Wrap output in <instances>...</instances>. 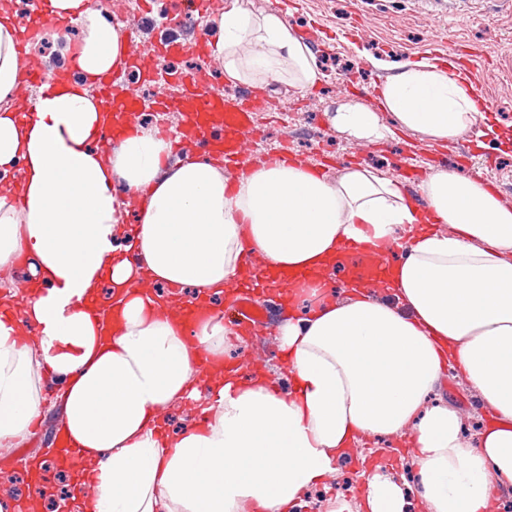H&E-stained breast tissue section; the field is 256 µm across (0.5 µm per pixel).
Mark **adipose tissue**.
<instances>
[{
    "label": "adipose tissue",
    "mask_w": 512,
    "mask_h": 512,
    "mask_svg": "<svg viewBox=\"0 0 512 512\" xmlns=\"http://www.w3.org/2000/svg\"><path fill=\"white\" fill-rule=\"evenodd\" d=\"M49 4L79 27L72 54L88 78L122 65L125 25L88 0ZM208 34L227 82L306 90L322 79L281 11L232 0ZM18 38L0 0V173L21 170L23 194L19 205L0 195V267L26 255L32 283L19 315H0V440L24 439L43 411L34 366L63 381L61 427L80 450L71 512H300L366 437L408 438L415 484L378 465L361 500L329 498L323 512H412L417 498L427 512H489L493 486L512 485V208L445 170L423 182V208L364 166L330 181L263 163L234 181L194 153L167 170L172 139L141 127L101 152L112 115L88 88L38 96L28 116L8 106L23 85ZM379 97L377 112L340 104L334 126L370 143L396 127L452 140L478 112L469 79L425 57L394 64ZM140 191L148 200L125 223L119 195ZM345 241L401 247L388 298L326 292ZM257 262L273 289L309 274L295 287L301 314L279 328L285 393L262 371L225 367L223 314L189 334L183 300L135 286L146 275L211 301ZM448 370L491 416L477 438L456 408L429 402ZM176 407L188 416L172 429Z\"/></svg>",
    "instance_id": "obj_1"
}]
</instances>
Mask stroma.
I'll list each match as a JSON object with an SVG mask.
<instances>
[{"label": "stroma", "instance_id": "1", "mask_svg": "<svg viewBox=\"0 0 512 512\" xmlns=\"http://www.w3.org/2000/svg\"><path fill=\"white\" fill-rule=\"evenodd\" d=\"M122 8L140 18L138 44L142 52H154L159 40L176 35L192 41L195 21L172 22L168 0H150L152 11L142 16L141 0H119ZM254 12L269 8L281 10L296 29L319 24L321 34L311 44L323 77L315 88L298 91L286 86L271 94L273 109L257 115L255 149L265 152L286 148L295 158L309 162L330 156L333 167L324 175L336 180L350 165H365L390 176L392 167L405 164L422 171L435 155L453 164L456 173L481 181L494 170L512 174V15L500 11L488 0H453V19L436 21L434 0H243ZM466 46L476 54L475 67L489 107L477 135L473 153L459 150V140L439 141L427 135L395 129L393 136L370 143L341 132L331 122L338 103L354 101L378 110L379 100L371 90L385 80L388 72L373 68L369 57L395 62L432 51L447 53ZM281 321L272 318L250 335L234 336L231 355L244 367L262 365L277 387L288 388L290 380L280 360L277 329ZM439 397L456 407L466 418L469 433H477L484 418L477 411L474 395L453 375H445L438 388ZM49 449L39 434H30L17 447L0 451V477L16 493L30 494L29 470ZM396 447L373 439L354 448L341 461L327 489H314L306 512H317L323 495L351 498L362 482L360 473L367 463L395 462Z\"/></svg>", "mask_w": 512, "mask_h": 512}]
</instances>
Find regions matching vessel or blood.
Instances as JSON below:
<instances>
[{"instance_id": "b4317fda", "label": "vessel or blood", "mask_w": 512, "mask_h": 512, "mask_svg": "<svg viewBox=\"0 0 512 512\" xmlns=\"http://www.w3.org/2000/svg\"><path fill=\"white\" fill-rule=\"evenodd\" d=\"M216 0H170L173 18L188 17L204 21L213 14ZM66 20L50 13L46 8L32 10L22 30L17 47V63L24 82L49 93L62 84H74L82 76L77 63L46 71L37 67L26 52L30 41L41 37L47 28H67ZM208 35L199 31L193 41L185 42L171 36L159 43L154 54H144L135 38L126 41L125 66L98 77L95 81L99 98L107 111L113 112L117 122L105 132L98 146L106 151L119 141L123 132L136 126L146 112H176L180 115L179 141L184 149H198L220 157L232 176L247 174L253 162V134L256 115L269 111L270 100L256 87L228 95L214 79L218 65L208 55ZM192 53L203 58L202 66L189 72L172 74L171 81L179 88L177 94L159 95L155 99L142 97L128 79L137 73L152 80L157 58ZM398 252L394 246L348 244L341 246L336 258V269L356 282L383 281ZM235 291L233 309L239 323L260 326L267 322L271 310L259 303L252 294L230 281Z\"/></svg>"}]
</instances>
